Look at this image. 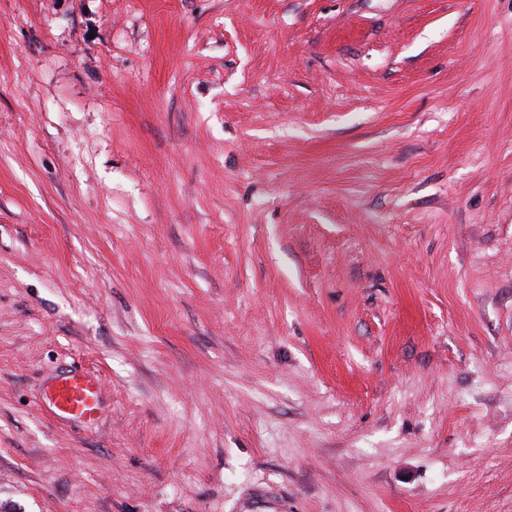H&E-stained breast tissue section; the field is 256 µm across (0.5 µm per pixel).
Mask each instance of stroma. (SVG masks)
<instances>
[{
  "label": "stroma",
  "instance_id": "1",
  "mask_svg": "<svg viewBox=\"0 0 512 512\" xmlns=\"http://www.w3.org/2000/svg\"><path fill=\"white\" fill-rule=\"evenodd\" d=\"M0 512H512V0H0ZM99 380L89 374L62 377L47 397L49 407L63 418L96 421L99 417Z\"/></svg>",
  "mask_w": 512,
  "mask_h": 512
}]
</instances>
